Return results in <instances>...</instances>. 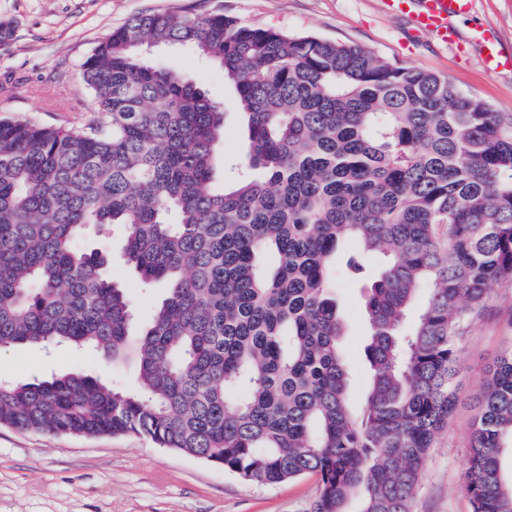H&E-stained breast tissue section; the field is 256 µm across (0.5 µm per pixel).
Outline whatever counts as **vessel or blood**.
Segmentation results:
<instances>
[{
    "instance_id": "vessel-or-blood-1",
    "label": "vessel or blood",
    "mask_w": 512,
    "mask_h": 512,
    "mask_svg": "<svg viewBox=\"0 0 512 512\" xmlns=\"http://www.w3.org/2000/svg\"><path fill=\"white\" fill-rule=\"evenodd\" d=\"M385 4L388 14L406 20L413 34L425 32L442 44L459 48L477 46L486 69L512 71V52L500 48L491 29L477 25L465 34L457 27V20L471 15L473 0H385Z\"/></svg>"
}]
</instances>
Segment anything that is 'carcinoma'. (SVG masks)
Returning <instances> with one entry per match:
<instances>
[{
    "label": "carcinoma",
    "mask_w": 512,
    "mask_h": 512,
    "mask_svg": "<svg viewBox=\"0 0 512 512\" xmlns=\"http://www.w3.org/2000/svg\"><path fill=\"white\" fill-rule=\"evenodd\" d=\"M180 45L234 91L247 149L217 186L226 101L151 57ZM85 126L0 120V344L137 366L124 391L82 371L0 383V425L133 433L270 485L318 479L311 512H412L456 405L460 337L512 288V116L355 44L214 12L136 16L81 65ZM123 260L166 293L132 329ZM97 233L99 247L80 240ZM367 287L360 408L336 302L337 252ZM425 296L417 319L408 311ZM512 349L483 385L463 470L472 512H512Z\"/></svg>",
    "instance_id": "obj_1"
}]
</instances>
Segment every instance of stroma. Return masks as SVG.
<instances>
[{
	"instance_id": "obj_1",
	"label": "stroma",
	"mask_w": 512,
	"mask_h": 512,
	"mask_svg": "<svg viewBox=\"0 0 512 512\" xmlns=\"http://www.w3.org/2000/svg\"><path fill=\"white\" fill-rule=\"evenodd\" d=\"M257 26L314 33L349 41L385 59L424 70L512 115V74L488 72L476 47L466 52L426 35H411L388 15L383 0H0V24L11 38L0 43V84L12 97L0 116L46 124L82 126L94 120V101L80 68L113 29L154 12L206 15L214 11ZM493 28L512 51V0H474L471 19ZM161 62L200 82L218 99H232L221 71L182 46L164 49ZM82 109H72L73 100ZM112 274L126 281L135 324L145 323L164 293L163 284L142 287L112 242ZM364 282L344 277L336 293L346 326L344 352L352 369L351 401L370 383L364 355ZM512 288L493 286L483 311L464 330L458 352L457 404L435 440L413 503V512H471L462 487L474 402L489 368L512 345ZM82 371L126 388L135 384L133 362L112 365L93 352L66 345L0 346V379L26 381ZM317 479L306 475L277 485L243 482L222 467L158 447L134 434L82 436L0 427V512H310Z\"/></svg>"
}]
</instances>
